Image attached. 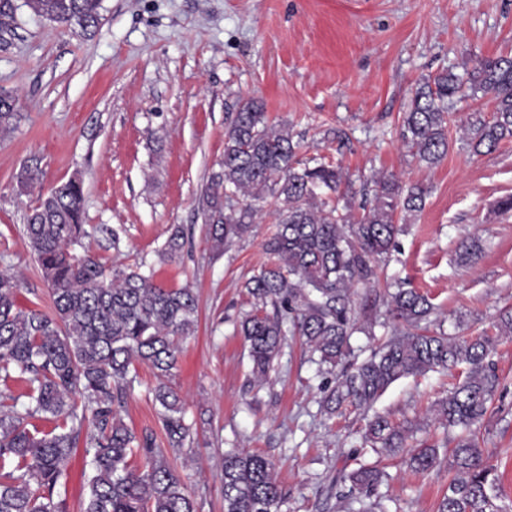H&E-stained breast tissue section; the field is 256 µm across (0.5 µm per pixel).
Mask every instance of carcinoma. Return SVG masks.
Segmentation results:
<instances>
[{
    "mask_svg": "<svg viewBox=\"0 0 512 512\" xmlns=\"http://www.w3.org/2000/svg\"><path fill=\"white\" fill-rule=\"evenodd\" d=\"M31 11L90 35L102 19V0H25ZM472 95H491L493 115L467 121V145L491 153L512 142V55L483 59L462 78L442 71L416 88L403 113L400 135L412 156L433 166L448 154V99L463 85ZM224 135V162L205 189L207 237L217 256L252 230L268 199L279 203L274 232L264 242L271 262L244 283L253 309L239 322L248 347L251 383L268 382L287 333L299 336L318 364L333 369L351 355L358 330L352 304L356 288L372 287L376 261L396 246L406 214L422 210L428 194L421 183H403L384 173L372 177V197L353 215L340 201L341 168L316 157L303 158L284 126L273 124L254 99L230 113ZM18 107L0 101V137L10 134ZM26 237L43 278L51 287L52 313L22 309L17 282L0 271V382L26 384L22 409L0 404V512H63L54 501L64 486L67 465L84 440L90 475L82 512H198L199 503L167 453L193 443L180 396L170 385L179 341L195 332L197 299L190 288H165L142 266L107 268L73 247L89 236L84 224V187L72 177L39 197L25 224ZM188 238L175 226L160 256L183 254ZM386 314L397 324L391 337L360 363L343 367L323 388L322 408L334 414L345 406L368 412L399 379L464 367L462 382L435 404L445 429L469 430L488 412L500 386L489 364L496 339L428 333L421 323L432 306L413 288L388 294ZM272 306L274 315L264 312ZM146 364L157 385L153 399L167 447L142 436L121 417L130 374ZM53 424L44 432L33 419ZM413 426H394L376 414L368 420L364 444L394 455ZM141 456L145 469L131 466ZM412 471L427 475L441 465L452 478L438 512H507L498 503L499 476L471 436L462 435L450 453L437 445L408 451ZM388 474L361 464L344 473L357 512H376L375 499ZM224 512H282L287 496L266 457L224 454Z\"/></svg>",
    "mask_w": 512,
    "mask_h": 512,
    "instance_id": "1",
    "label": "carcinoma"
}]
</instances>
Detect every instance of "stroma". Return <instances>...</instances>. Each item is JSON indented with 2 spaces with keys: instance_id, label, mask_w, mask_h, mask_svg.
Masks as SVG:
<instances>
[{
  "instance_id": "35a3bbf8",
  "label": "stroma",
  "mask_w": 512,
  "mask_h": 512,
  "mask_svg": "<svg viewBox=\"0 0 512 512\" xmlns=\"http://www.w3.org/2000/svg\"><path fill=\"white\" fill-rule=\"evenodd\" d=\"M90 36L36 17L18 5L0 30V89L18 98L20 119L0 139V270L19 283L20 308L51 311L52 298L24 232L36 193H19L23 167L39 165L43 187L81 177L83 248L107 265L145 263L168 288L193 289L198 320L182 341L172 379L188 423L191 450L172 457L200 512H224L225 451L269 458L288 512H352L340 472L355 468L364 422L357 412L327 416L318 366L287 337L269 383L249 386L247 347L237 329L250 308L245 281L266 263L262 243L277 204L224 255L213 256L202 203L224 160L228 112L239 100L263 103L302 154L323 156L347 174L352 205L373 174L386 172L429 189L408 217L377 281L355 299L378 304L388 284L428 296L431 319L452 336L494 334L512 308V143L474 155L461 138L470 113L491 116L490 96H456L449 106V150L436 167L412 159L400 136L412 91L441 70L464 75L484 58L512 55V0H103ZM347 135L338 143L334 131ZM191 227L183 258L158 252L172 228ZM479 246L462 256L461 242ZM501 377L494 403L473 432L501 475L512 507V338L493 357ZM458 376L430 373L390 385L373 407L392 423L414 425L407 447L444 443L432 406ZM138 366L122 411L136 434L165 440L151 390ZM388 473L387 512H437L447 470L419 476L405 459L367 453Z\"/></svg>"
}]
</instances>
